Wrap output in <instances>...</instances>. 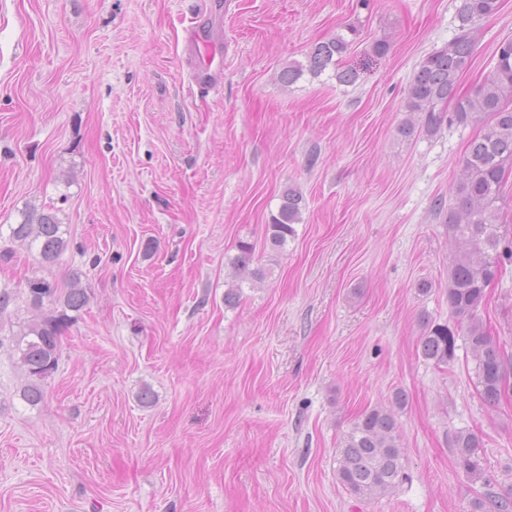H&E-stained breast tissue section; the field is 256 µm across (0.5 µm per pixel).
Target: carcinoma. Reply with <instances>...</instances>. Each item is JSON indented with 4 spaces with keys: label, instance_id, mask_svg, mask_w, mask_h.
<instances>
[{
    "label": "carcinoma",
    "instance_id": "cac0c4a2",
    "mask_svg": "<svg viewBox=\"0 0 512 512\" xmlns=\"http://www.w3.org/2000/svg\"><path fill=\"white\" fill-rule=\"evenodd\" d=\"M499 8L500 0H457V32L420 64L405 93L406 110L419 116L427 133L436 132L445 123L450 127L481 124L467 144L451 186L453 203L438 198L433 205L436 215L445 217L448 237L455 245L448 263L447 296L456 330L428 323L419 347L424 358L447 366L456 356V335H462L472 354L478 392L492 406L509 391L505 352L489 336L478 311L487 288L501 278V257H512V250L501 249L503 235L498 224V202L512 172V39L499 44L488 76L464 93L461 81L472 65L477 23L495 15ZM349 46L350 40L342 34L318 42L304 61L285 66L278 80L289 86L306 74L318 78L329 71L338 83L353 85L356 72L341 66ZM303 206L299 192L291 188L284 191L278 213L267 227L271 248L283 247L295 234L294 225L301 221ZM21 216L20 223L8 225L9 239L26 245L41 263L55 262L68 246L67 231L56 214L25 210ZM253 261L252 246L240 242L231 265L249 271L251 280H261L266 271L252 267ZM29 295L35 306L43 305L46 298L63 306L58 315L10 339L28 377L40 380L56 368L62 334L73 319L69 312L82 310L86 293L77 279L64 292L42 279H33ZM405 406L406 395L397 391L389 404L366 409L343 435L338 477L354 495L371 500L394 492L400 484L403 448L397 413ZM453 447L457 464L484 480L489 488L491 479L478 465L477 449L482 447L478 434L469 429L457 431ZM474 508L475 512H512V497L489 490L476 500Z\"/></svg>",
    "mask_w": 512,
    "mask_h": 512
}]
</instances>
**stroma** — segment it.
I'll list each match as a JSON object with an SVG mask.
<instances>
[{
	"label": "stroma",
	"mask_w": 512,
	"mask_h": 512,
	"mask_svg": "<svg viewBox=\"0 0 512 512\" xmlns=\"http://www.w3.org/2000/svg\"><path fill=\"white\" fill-rule=\"evenodd\" d=\"M455 5L0 0V225L52 208L70 238L51 265L17 243L0 257L15 295L0 337L53 314L29 280L87 292L41 403L0 347V512H473L483 487L456 464L460 429L512 493V393L480 398L465 344L446 367L419 348L423 321H450L454 245L433 202L477 129L397 127ZM348 25L355 84L278 83ZM191 26L224 55L217 89L191 82ZM479 27L465 90L512 39V0ZM288 188L305 207L275 250L266 227ZM242 241L268 274L230 308ZM478 315L512 376V259ZM399 389L405 478L364 501L337 478L339 441Z\"/></svg>",
	"instance_id": "1"
}]
</instances>
